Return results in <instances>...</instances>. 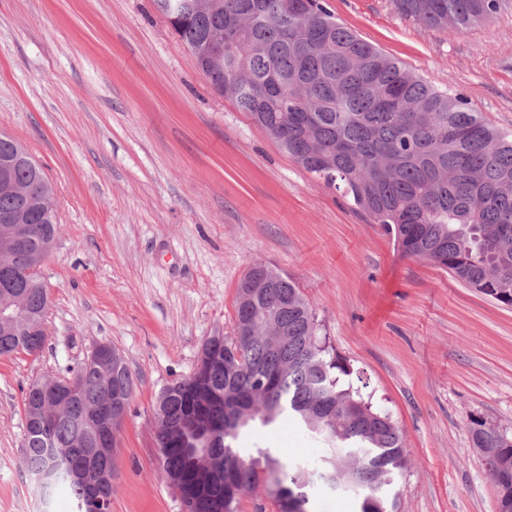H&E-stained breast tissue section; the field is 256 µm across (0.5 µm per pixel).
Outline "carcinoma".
<instances>
[{"label": "carcinoma", "mask_w": 512, "mask_h": 512, "mask_svg": "<svg viewBox=\"0 0 512 512\" xmlns=\"http://www.w3.org/2000/svg\"><path fill=\"white\" fill-rule=\"evenodd\" d=\"M180 41L200 48L224 28L227 93L306 171L340 191L351 208L381 224L402 252L449 270L480 293L512 307V134L488 124L462 96L425 83L398 60L341 24L320 0H154ZM505 0H390L420 24L457 34L488 24ZM17 142L0 134V162L10 177L33 186L45 177ZM40 209L22 222L57 232L50 183ZM270 287L244 300L238 288L234 331L205 340L210 363L163 388L155 405L158 436L185 440L204 429L202 451L176 447L160 456L165 478L183 482L200 507L186 512H237L239 496L258 487L279 512H309V491L351 495L357 512H397L395 478L409 451L389 413L360 390L342 386L344 359L319 337L313 309L288 276L264 262ZM0 326V355L36 354L46 336ZM81 395L60 406L49 436L35 431L38 398L24 399L23 459L41 469L57 451L78 466L99 448L102 433L89 411L122 394L126 410L135 382L112 349L105 372L80 365ZM296 420L321 445L310 459L284 463L274 448L246 453L233 446L256 420ZM472 441L491 470L512 473V445L480 431ZM69 492L75 512H94L86 486L61 474L42 488Z\"/></svg>", "instance_id": "carcinoma-1"}]
</instances>
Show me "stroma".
Masks as SVG:
<instances>
[{
    "label": "stroma",
    "instance_id": "obj_1",
    "mask_svg": "<svg viewBox=\"0 0 512 512\" xmlns=\"http://www.w3.org/2000/svg\"><path fill=\"white\" fill-rule=\"evenodd\" d=\"M339 22L427 83L512 132V6L461 33L389 0H321ZM0 132L52 184L57 246L39 356L0 357V512L43 502L21 448L28 386L107 343L136 388L115 438L112 512H182L154 445V404L231 335L238 283L262 261L288 274L353 387L388 412L410 462L398 512H498L474 421L512 435V307L405 256L379 224L214 92L153 0H0ZM238 447L282 461L320 449L282 418Z\"/></svg>",
    "mask_w": 512,
    "mask_h": 512
}]
</instances>
